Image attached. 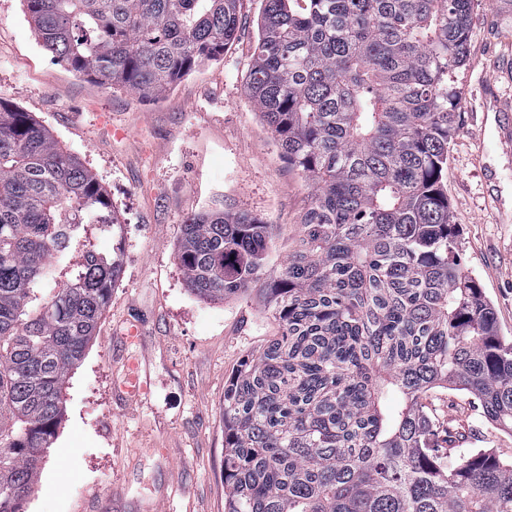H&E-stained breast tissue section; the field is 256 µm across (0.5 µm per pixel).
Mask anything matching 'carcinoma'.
<instances>
[{"mask_svg":"<svg viewBox=\"0 0 512 512\" xmlns=\"http://www.w3.org/2000/svg\"><path fill=\"white\" fill-rule=\"evenodd\" d=\"M43 47L160 97L224 56L240 0H24ZM247 86L312 205L281 273L268 225L187 217L188 290L260 287L280 334L224 384V512H512V459L448 447L433 394L512 434V337L459 254L448 156L473 0H264ZM96 175L0 97V512H23L108 306Z\"/></svg>","mask_w":512,"mask_h":512,"instance_id":"obj_1","label":"carcinoma"}]
</instances>
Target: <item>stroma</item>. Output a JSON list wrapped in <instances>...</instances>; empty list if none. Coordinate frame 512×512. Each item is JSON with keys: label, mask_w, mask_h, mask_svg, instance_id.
Instances as JSON below:
<instances>
[{"label": "stroma", "mask_w": 512, "mask_h": 512, "mask_svg": "<svg viewBox=\"0 0 512 512\" xmlns=\"http://www.w3.org/2000/svg\"><path fill=\"white\" fill-rule=\"evenodd\" d=\"M263 8L240 0L242 31L223 58L151 100L75 75L42 47L23 0H0V97L97 174L120 220L113 234L88 230L120 272L63 392V420L25 512H224V384L279 326L260 291L194 296L176 249L187 216L248 212L270 226V279L311 205L247 94ZM457 80L450 221L462 231L463 266L512 336V131L486 112L493 94L512 96V0H474ZM135 324L143 338L125 344ZM131 359L150 391L124 406L114 394ZM442 401L469 447L512 457V436L483 421L468 395L451 390Z\"/></svg>", "instance_id": "1"}]
</instances>
